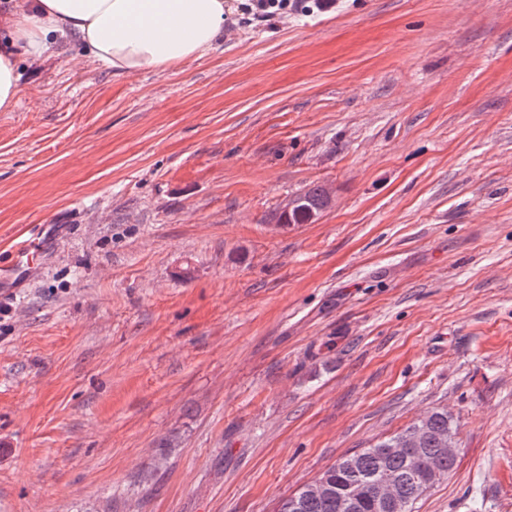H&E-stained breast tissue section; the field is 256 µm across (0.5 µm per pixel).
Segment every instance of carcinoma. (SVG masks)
<instances>
[{
	"instance_id": "1",
	"label": "carcinoma",
	"mask_w": 512,
	"mask_h": 512,
	"mask_svg": "<svg viewBox=\"0 0 512 512\" xmlns=\"http://www.w3.org/2000/svg\"><path fill=\"white\" fill-rule=\"evenodd\" d=\"M300 204L276 215L280 224H311L330 205V196L319 185L298 193ZM457 428L448 412L433 409L403 431L376 442L369 448L345 455L321 473L331 488L328 497L306 496L299 512H377L379 487L389 484L409 504H415L429 489L448 476L457 457L443 452ZM404 446L401 454L388 448ZM356 492L359 507L350 508L348 494Z\"/></svg>"
}]
</instances>
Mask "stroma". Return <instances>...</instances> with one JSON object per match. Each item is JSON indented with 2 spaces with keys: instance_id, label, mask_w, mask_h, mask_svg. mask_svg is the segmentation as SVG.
Returning <instances> with one entry per match:
<instances>
[{
  "instance_id": "stroma-1",
  "label": "stroma",
  "mask_w": 512,
  "mask_h": 512,
  "mask_svg": "<svg viewBox=\"0 0 512 512\" xmlns=\"http://www.w3.org/2000/svg\"><path fill=\"white\" fill-rule=\"evenodd\" d=\"M0 112V512H276L433 408L415 512H512V0H293ZM322 186L311 224L277 228ZM300 204L288 212L282 211L275 216L279 224H311L315 222L330 205V196L319 185L310 186L296 195ZM292 197L288 202V210L298 204V199ZM279 227H283L279 225ZM61 225H28V237L15 246L11 265L0 270V288H4V294L9 293L10 288H19L22 285L26 272L32 268L34 256L44 253L47 241L59 235Z\"/></svg>"
}]
</instances>
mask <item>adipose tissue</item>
<instances>
[{
    "mask_svg": "<svg viewBox=\"0 0 512 512\" xmlns=\"http://www.w3.org/2000/svg\"><path fill=\"white\" fill-rule=\"evenodd\" d=\"M231 11L227 0H0V110L17 102L20 63L70 39L115 74L160 72L223 41Z\"/></svg>",
    "mask_w": 512,
    "mask_h": 512,
    "instance_id": "1",
    "label": "adipose tissue"
}]
</instances>
